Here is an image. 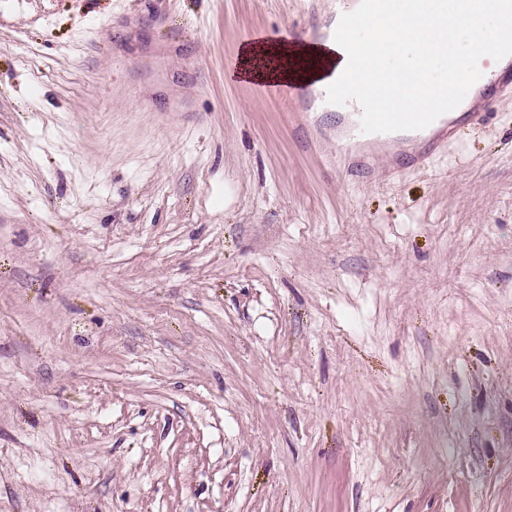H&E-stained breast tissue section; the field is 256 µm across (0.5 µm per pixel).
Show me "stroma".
Returning a JSON list of instances; mask_svg holds the SVG:
<instances>
[{"label": "stroma", "instance_id": "obj_1", "mask_svg": "<svg viewBox=\"0 0 512 512\" xmlns=\"http://www.w3.org/2000/svg\"><path fill=\"white\" fill-rule=\"evenodd\" d=\"M327 3L0 0V512H512V95L346 174ZM293 57V48L287 43L268 45L255 38L241 51L242 74L253 78L288 79L294 75L288 66L289 59ZM274 60L277 61L276 66L272 65ZM298 57L316 62V65L305 73V78L317 79L321 75L331 72L326 80V85L336 80L337 75L347 66L346 52L340 42L308 48L303 55ZM459 123L460 121L444 119L441 115L427 128L411 132L415 134L414 139H427L430 143L429 146L438 147L444 141L454 139L458 135L460 131Z\"/></svg>", "mask_w": 512, "mask_h": 512}]
</instances>
